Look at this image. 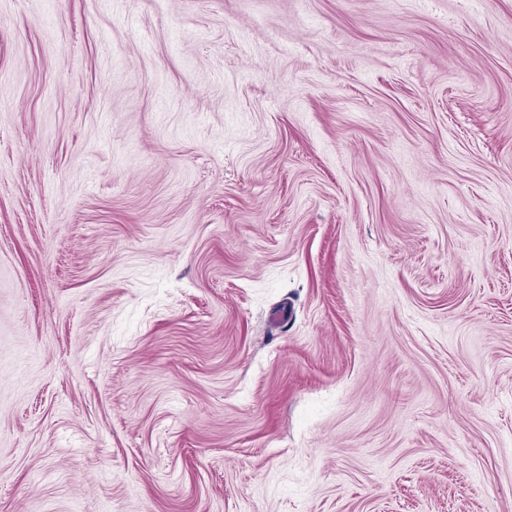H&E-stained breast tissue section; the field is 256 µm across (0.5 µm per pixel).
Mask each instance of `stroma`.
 I'll use <instances>...</instances> for the list:
<instances>
[{"label": "stroma", "mask_w": 512, "mask_h": 512, "mask_svg": "<svg viewBox=\"0 0 512 512\" xmlns=\"http://www.w3.org/2000/svg\"><path fill=\"white\" fill-rule=\"evenodd\" d=\"M0 512H512V0H0Z\"/></svg>", "instance_id": "obj_1"}]
</instances>
